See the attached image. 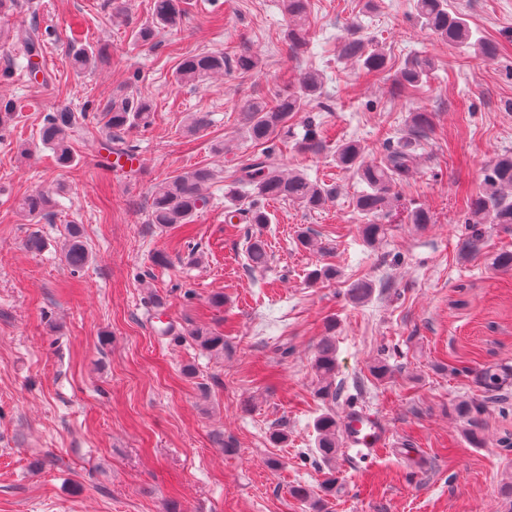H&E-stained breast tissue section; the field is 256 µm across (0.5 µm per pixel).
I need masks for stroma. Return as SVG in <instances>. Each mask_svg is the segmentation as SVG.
<instances>
[{
  "label": "stroma",
  "mask_w": 512,
  "mask_h": 512,
  "mask_svg": "<svg viewBox=\"0 0 512 512\" xmlns=\"http://www.w3.org/2000/svg\"><path fill=\"white\" fill-rule=\"evenodd\" d=\"M18 0L9 25L49 34L39 57L41 78L15 67L0 95L28 100L14 131L0 139V512H309L289 489L317 485L323 473L312 450L314 422L363 410L387 429L368 458L339 450L340 486L329 512H512L501 485L512 480V390L498 401L479 388L487 366L512 369V270L490 258L512 251V229L486 225L481 255L462 259L457 242L484 170L512 153V0H448L477 37L493 43V59L441 40L415 18L414 0H309L307 43L288 49L282 0H190L177 29L155 45L131 38L149 23L151 0ZM110 53L88 72L64 63L71 34ZM358 35L384 48V71L340 59L341 42ZM260 59L243 74L241 51ZM223 53L224 75L199 88L179 87L173 72L183 54ZM420 54L436 64L423 84L398 89L405 60ZM316 69L323 91L312 101L323 153L282 150L287 169L335 186L336 196L309 211L288 200L265 207L261 231L269 260L248 267V225L226 222L223 184L193 223L164 233L149 224L156 184L208 164L228 175L253 154L240 134L241 109L274 100L299 72ZM141 90L154 103L150 128L127 134L141 166L111 172L106 136L96 122L75 135L78 163L58 167L39 139L45 113L65 108L102 112L120 89ZM427 112L433 130L416 168L398 189L386 234L362 241L353 201L361 186L337 168L338 143L359 141L367 158L404 137L409 115ZM209 123L190 131L194 115ZM53 192L57 208L34 219L18 207L28 192ZM433 222L409 224V210ZM81 224L93 262L74 272L63 258L66 226ZM329 244L328 253L299 249V231ZM46 241L26 250L31 233ZM166 251L157 266L152 255ZM334 264L335 281L310 285L316 265ZM372 281L365 302L347 296L351 281ZM220 293L224 304L212 306ZM335 317L336 401L317 394L314 368L325 320ZM172 323L184 336L158 335ZM223 332L216 357L188 338L197 327ZM390 373L375 379L371 367ZM194 375H186L185 366ZM482 408L483 445L468 436L455 408ZM288 441L273 445V430ZM233 451H225V443ZM48 450L53 462L31 465ZM278 468H271V461Z\"/></svg>",
  "instance_id": "35a3bbf8"
}]
</instances>
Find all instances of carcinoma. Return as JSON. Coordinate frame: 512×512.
Segmentation results:
<instances>
[{"instance_id": "cac0c4a2", "label": "carcinoma", "mask_w": 512, "mask_h": 512, "mask_svg": "<svg viewBox=\"0 0 512 512\" xmlns=\"http://www.w3.org/2000/svg\"><path fill=\"white\" fill-rule=\"evenodd\" d=\"M288 15V39L291 50H297L305 41L307 33L308 0H285ZM414 10L417 21L438 37L452 44L475 48L480 55L491 58L490 43L481 38L473 39L467 20L448 12L447 0H415ZM187 12V0H153V21L132 32L134 41L143 45L151 44L157 32L180 25ZM47 33L36 26L18 28L7 32L11 39L10 48L30 62L42 53ZM73 37L67 56L68 65L81 71L90 68L104 54V48L89 45L77 46ZM339 54L345 59L361 63L369 71L385 68L386 55L380 48L366 49L358 38L341 44ZM260 60L248 51L241 52L235 59V67L242 73L259 68ZM433 70V62L426 57H414L405 63L399 72L398 85L414 87ZM224 74V54L202 52L185 56L175 70L174 82L178 85L195 86L215 75ZM323 77L316 69H307L299 74L296 85L275 102L253 100L242 107L243 131L250 141L260 147L258 153L247 160L224 189V198L234 204L242 198L249 199L245 221L259 230L270 222L264 202L268 200H290L303 208L314 211L323 208L333 198L336 189L326 188L310 180L305 174L290 172L279 162L276 143L288 142L291 133L288 122L307 107L319 94ZM154 112L152 100L139 91H123L112 98L111 106L102 113L101 120L107 135H116L115 142L108 146L115 160L107 162L105 168L121 166L122 159L134 152L130 146L121 145V133L150 125ZM16 119V104L0 96V134L7 131ZM88 120L87 112L63 109L45 116L40 127V140L52 150L56 163L61 167L72 166L77 155L72 146L73 133ZM411 133L395 143L388 144L380 159L367 160L364 149L354 141L336 146V164L353 173L365 188L356 196L355 209L364 217L360 227L363 239L371 244L384 233L379 222L396 201V189L407 181L416 161L417 150L432 129L430 116L415 112L409 120ZM295 145L303 152L317 153L323 149L321 140L312 120H307L305 133ZM219 171L208 164H202L180 172L156 185L152 191L149 221L160 229L171 231L193 221L195 215L209 202L205 190L219 182ZM56 205L53 193L39 190L22 197L19 207L32 218L49 215ZM464 223L467 233L460 240L458 254L468 258L479 253L483 246L485 232L482 225L500 224L512 226V154L499 157L484 175L481 187L471 200L470 210ZM64 261L73 271L83 269L92 261L81 227L67 225ZM250 267L261 268L268 261L266 244L260 235H250L248 246ZM336 266L325 264L309 271L310 282L328 283L336 279ZM372 292V283L358 279L349 285L347 295L354 302L366 300ZM190 337L202 351L211 355L224 354V333L211 328L198 327ZM314 367L321 378L317 393L323 399H336L334 377L336 371V344L326 336L317 345ZM480 386L486 391L503 387L507 375L499 368L485 367L477 375ZM318 433L316 455L326 469L325 478L314 489L306 484L291 487V496L308 506L311 512H327L329 500L336 496V456L340 447V426L336 415L327 412L316 421Z\"/></svg>"}]
</instances>
